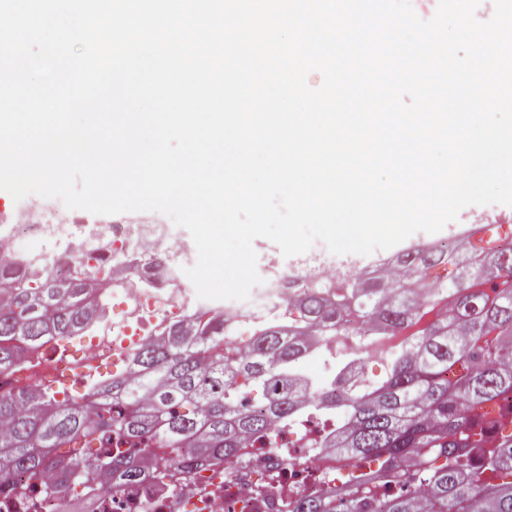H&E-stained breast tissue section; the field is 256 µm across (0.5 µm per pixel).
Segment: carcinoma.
<instances>
[{"label": "carcinoma", "instance_id": "1", "mask_svg": "<svg viewBox=\"0 0 512 512\" xmlns=\"http://www.w3.org/2000/svg\"><path fill=\"white\" fill-rule=\"evenodd\" d=\"M511 238L495 232L465 252L409 251L396 260L402 274L304 298L288 317L263 323L238 356L225 346L224 315L204 313L75 399L0 393V494L22 507L38 488L80 497L171 470L186 479L324 412L336 424L308 446L378 469L330 498L297 497L289 512H512V435L492 436L485 411L512 393ZM88 261L72 256L77 276L60 281L0 252V376L27 351L99 321L96 295L110 275ZM439 265L448 273L429 279ZM312 326L326 336L361 327L376 339L410 337L386 358L383 380L349 377L338 393H318L294 373ZM186 443L193 456L174 454ZM149 448L154 476L136 458Z\"/></svg>", "mask_w": 512, "mask_h": 512}]
</instances>
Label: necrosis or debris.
<instances>
[{"instance_id":"4bbe7bcc","label":"necrosis or debris","mask_w":512,"mask_h":512,"mask_svg":"<svg viewBox=\"0 0 512 512\" xmlns=\"http://www.w3.org/2000/svg\"><path fill=\"white\" fill-rule=\"evenodd\" d=\"M0 222L22 229L20 236L9 239L10 252L50 267L56 276L71 273L69 257L79 251L91 252L98 261L113 260L118 272L105 291L108 314L75 339L87 356L111 354L113 367H124L131 354L158 338L166 326L207 307L183 278L196 251L173 236L170 224L102 221L43 197L21 211L0 212ZM304 263L305 271L298 273L270 259L263 284L253 288L248 300L225 303L235 347H242L247 326L282 315L293 299L314 294L316 285L333 287L363 274L360 268L323 257L308 256ZM52 368L46 349L31 352L12 375L0 379V392L44 388ZM297 439V434H285L278 436L277 447L244 449L239 464L207 462L188 480L168 474L155 491L139 486L99 494L90 512H288L296 496H329L339 483L338 472L348 466L325 449L297 447ZM286 459L293 467L285 471L281 464Z\"/></svg>"}]
</instances>
